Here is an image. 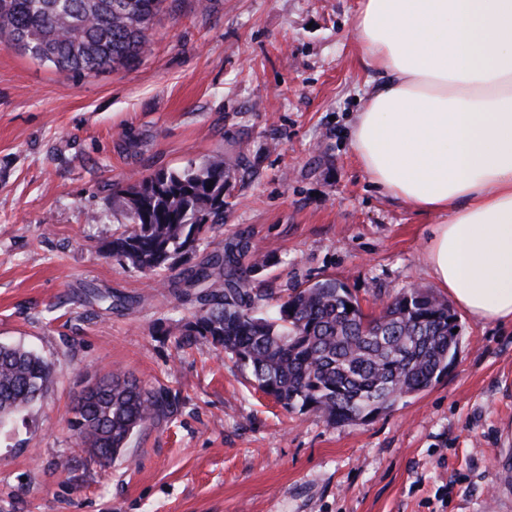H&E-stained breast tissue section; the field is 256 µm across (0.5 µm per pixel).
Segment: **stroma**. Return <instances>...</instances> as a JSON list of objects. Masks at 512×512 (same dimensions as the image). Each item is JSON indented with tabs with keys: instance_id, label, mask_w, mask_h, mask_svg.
I'll return each mask as SVG.
<instances>
[{
	"instance_id": "obj_1",
	"label": "stroma",
	"mask_w": 512,
	"mask_h": 512,
	"mask_svg": "<svg viewBox=\"0 0 512 512\" xmlns=\"http://www.w3.org/2000/svg\"><path fill=\"white\" fill-rule=\"evenodd\" d=\"M359 3L167 0L150 54L99 74L0 46V342L57 364L41 400L0 427V512H502L511 325L458 311L457 357L430 388L331 426L284 410L207 340L177 348L194 298L106 251L125 229L115 185L242 157L201 253L245 234L280 260L264 287L331 277L369 311L437 289L425 259L437 216L375 187L350 151L371 75ZM115 371L178 401L102 465L69 422Z\"/></svg>"
}]
</instances>
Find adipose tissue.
Here are the masks:
<instances>
[{
	"mask_svg": "<svg viewBox=\"0 0 512 512\" xmlns=\"http://www.w3.org/2000/svg\"><path fill=\"white\" fill-rule=\"evenodd\" d=\"M367 83L350 147L376 187L442 218L427 264L454 303L512 323V0H361Z\"/></svg>",
	"mask_w": 512,
	"mask_h": 512,
	"instance_id": "obj_1",
	"label": "adipose tissue"
}]
</instances>
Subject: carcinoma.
Wrapping results in <instances>:
<instances>
[{"mask_svg": "<svg viewBox=\"0 0 512 512\" xmlns=\"http://www.w3.org/2000/svg\"><path fill=\"white\" fill-rule=\"evenodd\" d=\"M164 2L0 0V44L61 73L128 68L149 52ZM241 167L240 160L212 156L150 173L123 190L131 227L112 237V258L164 285L198 289L199 307L176 345L208 340L286 410L313 412L333 426L367 422L430 387L455 361L460 336L453 332L456 313L430 290L405 288L372 316L335 278L278 296L255 287L276 260L242 234L194 261L223 218ZM54 372L34 351L0 345V423L39 400ZM176 400L112 374L78 401L70 427L105 464L142 427L166 418Z\"/></svg>", "mask_w": 512, "mask_h": 512, "instance_id": "cac0c4a2", "label": "carcinoma"}]
</instances>
